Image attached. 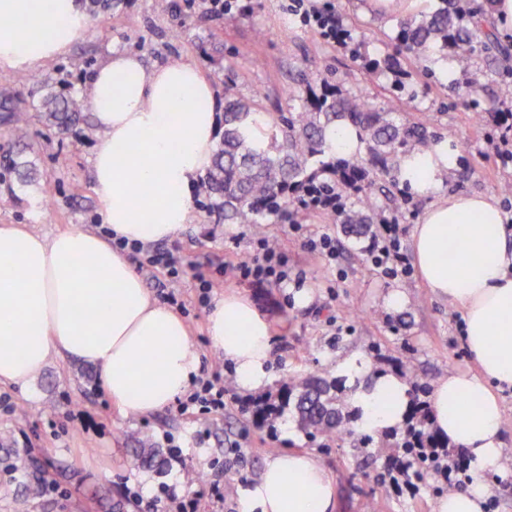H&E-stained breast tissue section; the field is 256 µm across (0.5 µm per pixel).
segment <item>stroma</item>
I'll list each match as a JSON object with an SVG mask.
<instances>
[{"label":"stroma","mask_w":512,"mask_h":512,"mask_svg":"<svg viewBox=\"0 0 512 512\" xmlns=\"http://www.w3.org/2000/svg\"><path fill=\"white\" fill-rule=\"evenodd\" d=\"M246 13L217 16L208 0H190L181 21L158 13L153 0H125L119 12L88 22L68 53L47 62L38 73L54 90L85 93L88 76L114 51L139 52L147 63L188 58L211 81L216 99L233 87L242 99H258L261 111L287 110L290 90L322 81L338 83L344 92L366 94L377 105L395 103L410 119L447 133L458 147V163L440 192L487 193L503 211L512 210V195L500 186L512 183V161L493 157L488 139L498 134L492 123L477 118L463 101L468 80L460 72L433 70L425 74L406 62L415 97L393 98L386 85L369 82L361 53L384 50L399 31V17L375 14L369 0H313L316 10L335 13L350 36L349 48L325 40L312 27L291 20L286 0H247ZM98 135L91 112H84L69 131L50 130L33 121L28 138L12 142L0 124V224H22L52 235L78 227L103 233L94 191L92 157ZM32 162L38 178L19 182L9 160ZM390 214L400 221L404 252L412 250V232L428 196L392 186ZM193 220L158 247L180 257L185 270L176 287L189 339L201 355L202 369L222 366L233 400L218 414H179L167 407L147 416L131 415L112 403L97 369L74 359H56L30 387H0L10 409H0V433L9 447L27 451L58 493L26 498L21 486L0 471V512H143L147 501L159 500L160 488L180 483L198 495V512H243L242 502L253 490L270 457L280 452L315 456L332 480L336 512H433L448 492L441 476L415 490L392 480L385 449L372 444L358 449L350 441H311L291 414L274 424L256 421L240 405L248 398L231 364L211 345L206 307L197 301L195 275L216 278L212 296L250 298L267 320L273 341L266 370V394L277 396L289 378L340 375L343 364L354 365L353 382L366 384L376 374L391 372L399 361L434 387L448 373L474 368L463 336L460 308L429 288L417 270L390 276L371 266L367 240L352 241L332 215L300 213V229L271 220L254 226L228 224L223 212L207 199L193 198ZM330 235L335 260L312 253L307 241ZM275 243L288 256L291 273L302 275V287L254 288L238 280L231 266L256 252L257 238ZM309 295L296 300L298 291ZM404 295L399 309L388 308L391 291ZM503 413V467L482 477L488 488L487 512H512V388L500 391ZM150 439L164 450H177L180 462H167L163 474L135 468L133 436ZM218 484L214 497L210 484Z\"/></svg>","instance_id":"obj_1"}]
</instances>
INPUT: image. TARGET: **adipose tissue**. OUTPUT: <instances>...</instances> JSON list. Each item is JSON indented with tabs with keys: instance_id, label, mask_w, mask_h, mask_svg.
I'll return each mask as SVG.
<instances>
[{
	"instance_id": "adipose-tissue-1",
	"label": "adipose tissue",
	"mask_w": 512,
	"mask_h": 512,
	"mask_svg": "<svg viewBox=\"0 0 512 512\" xmlns=\"http://www.w3.org/2000/svg\"><path fill=\"white\" fill-rule=\"evenodd\" d=\"M78 0H0V67L26 72L65 55L83 31ZM100 135L92 158L94 190L113 237L131 242L173 238L190 223L193 194L218 139L213 86L193 61L147 67L134 52H114L87 80ZM456 165L450 143L414 155L400 180L435 195L412 232L423 281L463 309L467 348L477 372L440 379L431 423L480 470L502 458V406L512 386V226L497 201L480 193L437 196ZM140 185L149 194L137 193ZM111 239L72 228L51 236L0 225V386L28 387L51 358L94 365L104 391L122 409L149 414L170 406L198 375L201 357L183 319L152 298ZM214 349L231 361L242 388L267 382L272 337L248 298L230 294L208 315ZM409 387L399 375L374 376L352 397L362 428L403 423ZM475 408H461L463 399ZM252 501L261 512H334V489L308 453L266 462Z\"/></svg>"
}]
</instances>
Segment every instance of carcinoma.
<instances>
[{
    "label": "carcinoma",
    "mask_w": 512,
    "mask_h": 512,
    "mask_svg": "<svg viewBox=\"0 0 512 512\" xmlns=\"http://www.w3.org/2000/svg\"><path fill=\"white\" fill-rule=\"evenodd\" d=\"M82 2L92 19L121 4V0ZM494 7L495 0H442L437 9L420 10L401 23L391 49L364 59L367 76L377 81L394 72L403 58L426 64L439 55L451 56L459 71L467 73L483 55L497 65L492 99L512 100V54L499 44L492 22ZM22 83L29 86L31 103L26 108H12L4 117L19 141L28 137L36 116L64 132L88 109L85 97L60 95L36 75L22 76ZM290 99L296 105L288 111L262 117L255 104L236 97L231 88L225 89L224 133L200 185L211 208L224 211L225 223L264 224L274 217L288 224L293 221L294 203L300 201L299 192L316 178L323 190L359 187L361 194L355 202L335 216L346 236L359 241L373 235L384 213L374 194L376 185L398 180L412 154L447 139L392 106H377L362 95L332 87H323L319 95L310 88L294 91ZM260 117L267 125L263 141L252 136V126ZM335 127L354 133L363 144L362 153L328 154L327 135ZM400 375L414 385L409 416L402 427L378 435L394 439L395 456L410 460L414 477L425 483L443 461L424 456L420 448H445L448 440L431 429L427 406L418 398L425 387L405 370ZM285 390L283 397L270 401L267 410L258 414L274 419L289 410L299 430L313 440L321 437L330 442L345 435L360 446L373 441L372 435L356 427L358 409L351 406L343 380L293 378ZM135 453L137 466L161 472L160 449L141 442ZM0 464L26 489L28 497L43 494L44 481H29L34 461L28 454L12 451L0 458Z\"/></svg>",
    "instance_id": "cac0c4a2"
}]
</instances>
